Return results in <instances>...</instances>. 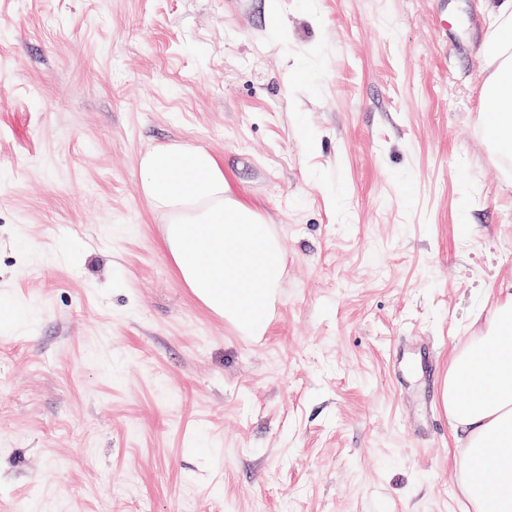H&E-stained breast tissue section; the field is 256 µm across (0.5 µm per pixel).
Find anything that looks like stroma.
<instances>
[{"mask_svg": "<svg viewBox=\"0 0 512 512\" xmlns=\"http://www.w3.org/2000/svg\"><path fill=\"white\" fill-rule=\"evenodd\" d=\"M487 0H0V512H471L438 373L512 292ZM223 158L266 333L177 276L139 159Z\"/></svg>", "mask_w": 512, "mask_h": 512, "instance_id": "obj_1", "label": "stroma"}]
</instances>
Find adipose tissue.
<instances>
[{
	"label": "adipose tissue",
	"mask_w": 512,
	"mask_h": 512,
	"mask_svg": "<svg viewBox=\"0 0 512 512\" xmlns=\"http://www.w3.org/2000/svg\"><path fill=\"white\" fill-rule=\"evenodd\" d=\"M481 52V126L497 154L512 158V0H498ZM140 186L165 219L173 267L207 308L242 328L274 292L282 247L210 151L161 145L139 160ZM441 400L461 448L460 492L475 512H512V296L497 301L491 324L448 358ZM483 460L481 480L471 476Z\"/></svg>",
	"instance_id": "obj_1"
}]
</instances>
